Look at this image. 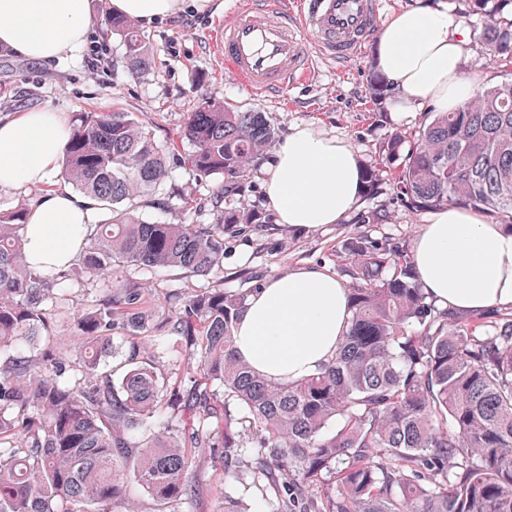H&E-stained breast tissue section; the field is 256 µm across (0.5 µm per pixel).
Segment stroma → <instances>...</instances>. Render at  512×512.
Returning <instances> with one entry per match:
<instances>
[{
    "label": "stroma",
    "mask_w": 512,
    "mask_h": 512,
    "mask_svg": "<svg viewBox=\"0 0 512 512\" xmlns=\"http://www.w3.org/2000/svg\"><path fill=\"white\" fill-rule=\"evenodd\" d=\"M237 0H184L183 11L145 28L153 46L150 68L137 77L125 67L120 38L108 25V0H90L97 28L85 48L52 61H30L0 50V119L14 113L50 106L73 118L79 112L121 110L133 113L155 140L173 147L169 159L168 195L164 204L141 207L143 219L166 224H213L217 213L208 205L213 183L198 179L185 158L191 151L180 133L188 112L205 101H228L240 109L264 112L279 135L299 124L312 123L328 135L353 147L373 185L365 189L360 211L382 215L376 224H359L354 217L342 223L312 229H294L275 221L257 172H250L242 192L225 198L229 210H257L266 221L243 224L224 237L225 290L252 287L253 275L264 278L288 273L306 265L333 271L349 283V260L343 246L354 235L381 241L395 239L411 244L428 218L396 197L395 162L386 159L383 144L391 133L408 137L429 119V106H421L397 119L390 114L387 96L373 97L370 80L377 76L371 46H364L349 63L319 65L312 80L289 87L282 97L264 100L246 90L226 73L217 51L223 22L230 20ZM193 198L192 209L183 199ZM108 277L96 284L73 279L64 284V298L52 306L60 345H67L72 328L69 307L90 305L97 289L111 287ZM203 495L184 501L180 512H216L224 497L242 500L248 512H281L286 495L280 485H254L225 477L212 449L195 453Z\"/></svg>",
    "instance_id": "obj_1"
}]
</instances>
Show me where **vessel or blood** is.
<instances>
[{
  "label": "vessel or blood",
  "instance_id": "b4317fda",
  "mask_svg": "<svg viewBox=\"0 0 512 512\" xmlns=\"http://www.w3.org/2000/svg\"><path fill=\"white\" fill-rule=\"evenodd\" d=\"M382 25L379 0H243L223 26L225 68L254 94H280L318 59L354 60Z\"/></svg>",
  "mask_w": 512,
  "mask_h": 512
}]
</instances>
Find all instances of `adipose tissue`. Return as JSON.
Listing matches in <instances>:
<instances>
[{"label":"adipose tissue","mask_w":512,"mask_h":512,"mask_svg":"<svg viewBox=\"0 0 512 512\" xmlns=\"http://www.w3.org/2000/svg\"><path fill=\"white\" fill-rule=\"evenodd\" d=\"M114 14L149 26L179 14L182 0H110ZM95 24L89 0H0V48L35 61L77 51ZM469 52L459 22L433 0L395 13L375 41L389 109L427 104L450 112L470 99L462 65ZM68 138L61 112L45 107L0 121V189H23L22 248L29 265L51 271L79 253L97 204L61 181ZM278 223L298 229L341 223L359 205L364 172L354 149L312 124L292 128L262 168ZM421 288L449 311L512 309V228L451 204L436 209L411 247ZM351 317L348 290L330 270L300 266L249 296L235 330L238 356L278 381H296L331 359Z\"/></svg>","instance_id":"ef3b65f1"}]
</instances>
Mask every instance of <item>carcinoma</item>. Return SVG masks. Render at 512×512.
<instances>
[{
	"label": "carcinoma",
	"instance_id": "carcinoma-1",
	"mask_svg": "<svg viewBox=\"0 0 512 512\" xmlns=\"http://www.w3.org/2000/svg\"><path fill=\"white\" fill-rule=\"evenodd\" d=\"M470 0L474 39L501 80L414 133L390 136L397 194L412 209L448 203L512 226V15ZM131 75L151 65L134 22L110 17ZM181 136L188 165L218 178L217 224L139 218L165 199L168 152L131 112H80L63 152L65 181L108 218L90 225L70 268L44 273L22 252L25 207L0 211V512H113L125 484L164 509L203 493L193 449L215 448L224 477L278 481L288 512H512V310L465 315L419 287L408 251L390 239L350 238L352 315L336 354L299 382L271 380L236 357L234 329L248 297L220 285L148 301L140 277L170 269L223 273L224 231L262 224L221 210L224 196L276 138L260 111L205 101ZM112 288L71 311L60 354L47 304L72 276ZM182 341L193 371L171 381L149 343ZM129 342L116 366L114 338ZM192 421H155L161 410ZM319 497L306 501L311 486Z\"/></svg>",
	"mask_w": 512,
	"mask_h": 512
}]
</instances>
